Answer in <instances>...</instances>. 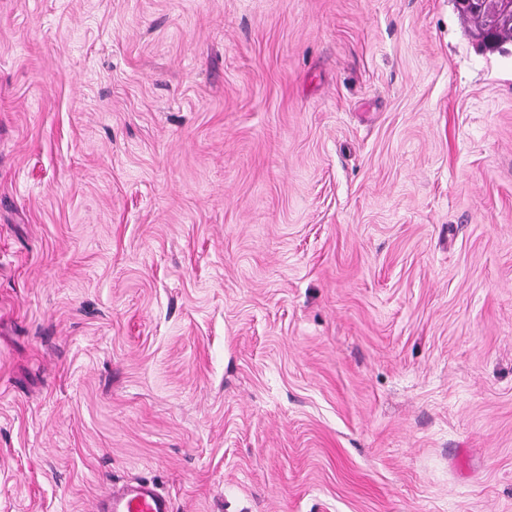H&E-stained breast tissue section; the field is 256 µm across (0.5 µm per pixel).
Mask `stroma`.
<instances>
[{"mask_svg":"<svg viewBox=\"0 0 512 512\" xmlns=\"http://www.w3.org/2000/svg\"><path fill=\"white\" fill-rule=\"evenodd\" d=\"M453 0H0V512H512V41ZM97 512H173L170 498L151 483L136 482L113 488L97 505Z\"/></svg>","mask_w":512,"mask_h":512,"instance_id":"obj_1","label":"stroma"}]
</instances>
